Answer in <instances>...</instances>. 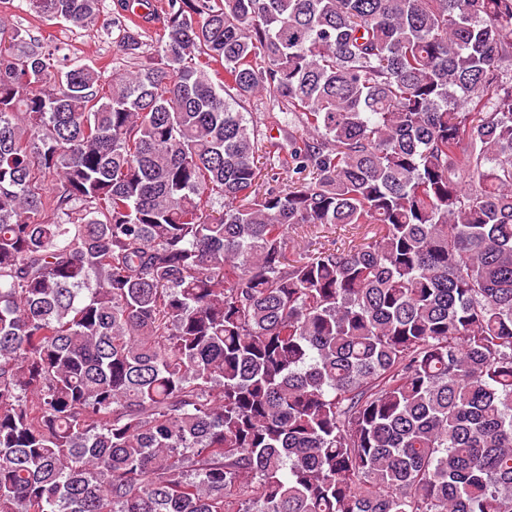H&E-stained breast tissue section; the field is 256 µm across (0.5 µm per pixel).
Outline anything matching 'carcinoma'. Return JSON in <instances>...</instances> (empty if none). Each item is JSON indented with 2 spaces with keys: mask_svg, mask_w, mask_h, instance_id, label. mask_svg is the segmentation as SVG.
<instances>
[{
  "mask_svg": "<svg viewBox=\"0 0 512 512\" xmlns=\"http://www.w3.org/2000/svg\"><path fill=\"white\" fill-rule=\"evenodd\" d=\"M149 6L0 19V512H512V0ZM117 0H102L100 12L93 26L87 29L67 28L61 25H45L29 13L11 8L7 11L9 22L31 30L34 36L51 35V38L65 48L64 53L78 56L105 71L106 76L122 73L130 69L129 63L116 43V30L113 29ZM355 230L351 229V226H333L326 233L320 234L325 235L326 238H303L296 233L291 232L288 235V247H287V257L293 259L295 256H298L299 253L311 252L314 249L318 248L321 244H326L328 246L333 240L336 241L337 245H341L344 242H348ZM329 240V241H328Z\"/></svg>",
  "mask_w": 512,
  "mask_h": 512,
  "instance_id": "1",
  "label": "carcinoma"
}]
</instances>
